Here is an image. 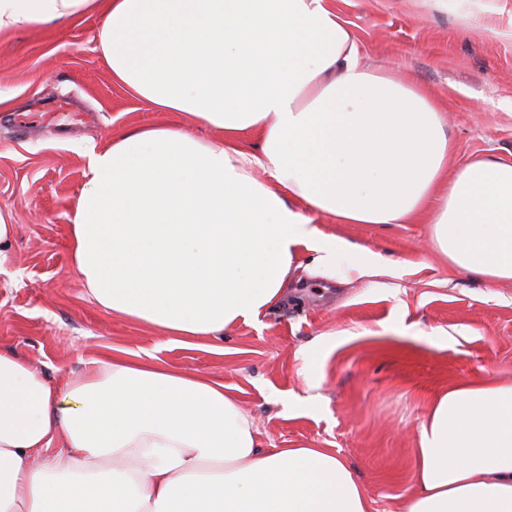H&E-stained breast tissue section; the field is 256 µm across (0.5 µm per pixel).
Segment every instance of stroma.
I'll list each match as a JSON object with an SVG mask.
<instances>
[{
    "label": "stroma",
    "mask_w": 512,
    "mask_h": 512,
    "mask_svg": "<svg viewBox=\"0 0 512 512\" xmlns=\"http://www.w3.org/2000/svg\"><path fill=\"white\" fill-rule=\"evenodd\" d=\"M365 65L430 91L448 123L449 166L512 163V0H328ZM102 10L0 34V215L13 244L0 264V349L64 382L119 348L224 383L266 448H333L376 512H403L419 430L437 396L462 382H512V286L451 266L431 226L339 224L341 282L302 252L288 300L259 327L221 341L167 343L157 330L91 302L70 264L82 148L140 127L189 124L113 80L97 49ZM382 262L351 271L363 255ZM224 353H217V346Z\"/></svg>",
    "instance_id": "stroma-1"
}]
</instances>
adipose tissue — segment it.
Listing matches in <instances>:
<instances>
[{"instance_id": "ef3b65f1", "label": "adipose tissue", "mask_w": 512, "mask_h": 512, "mask_svg": "<svg viewBox=\"0 0 512 512\" xmlns=\"http://www.w3.org/2000/svg\"><path fill=\"white\" fill-rule=\"evenodd\" d=\"M103 9L114 80L177 124L91 147L71 262L90 301L171 342L260 324L300 250L337 267L309 215L429 212L450 265L512 285V164L449 170L431 95L369 70L326 0H0V32ZM259 131L258 151L236 141ZM0 512H371L330 448H263L223 383L116 350L64 383L0 350ZM405 512H512V383L460 385L422 424Z\"/></svg>"}]
</instances>
